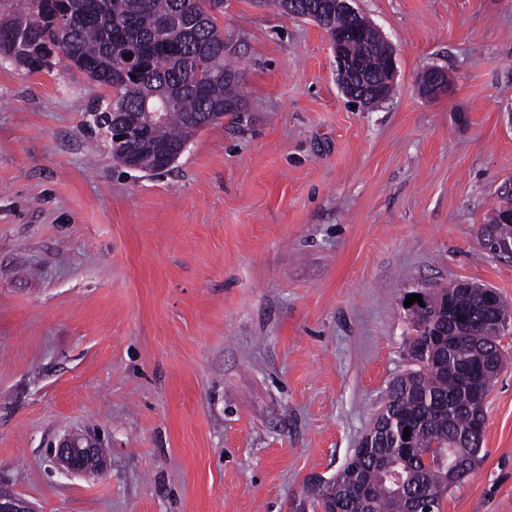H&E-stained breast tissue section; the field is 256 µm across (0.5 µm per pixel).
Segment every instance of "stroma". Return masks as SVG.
<instances>
[{
    "label": "stroma",
    "instance_id": "obj_1",
    "mask_svg": "<svg viewBox=\"0 0 512 512\" xmlns=\"http://www.w3.org/2000/svg\"><path fill=\"white\" fill-rule=\"evenodd\" d=\"M356 7L395 52L390 97L352 105L320 25L228 0L246 108L163 174L91 127L110 90L0 57V484L35 512H323L312 481L415 367L407 297L466 281L512 307L481 236L512 187V0ZM500 347L481 460L441 512H512ZM70 434L102 473L57 468ZM420 92L427 97H436L448 87V73L438 67H432L425 71L424 80H419Z\"/></svg>",
    "mask_w": 512,
    "mask_h": 512
}]
</instances>
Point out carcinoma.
I'll return each mask as SVG.
<instances>
[{
	"label": "carcinoma",
	"mask_w": 512,
	"mask_h": 512,
	"mask_svg": "<svg viewBox=\"0 0 512 512\" xmlns=\"http://www.w3.org/2000/svg\"><path fill=\"white\" fill-rule=\"evenodd\" d=\"M322 28L331 36L347 32L353 21L325 10ZM224 0H21L20 8L0 16V54L31 70L49 68L45 42L58 43L64 66L84 73L112 91L108 105L123 112L129 129L177 146L201 127L239 111L245 99L236 69L224 62V32L216 14ZM67 17L56 28L51 18ZM348 55L361 72L376 77L388 62L389 46L351 39ZM159 111L152 128L142 114ZM486 245L512 243V223L496 219L484 229ZM414 317L425 324L410 349L417 368L397 379L384 404L388 428L373 433L372 448L353 454L332 483L349 507L363 489L367 512H411L426 499L429 512H441V500L473 470L482 451L487 395L504 366L497 337L491 335L499 305L485 287L460 282L415 304ZM411 429L403 439L404 429ZM396 465L395 481L385 478L378 461Z\"/></svg>",
	"instance_id": "cac0c4a2"
}]
</instances>
